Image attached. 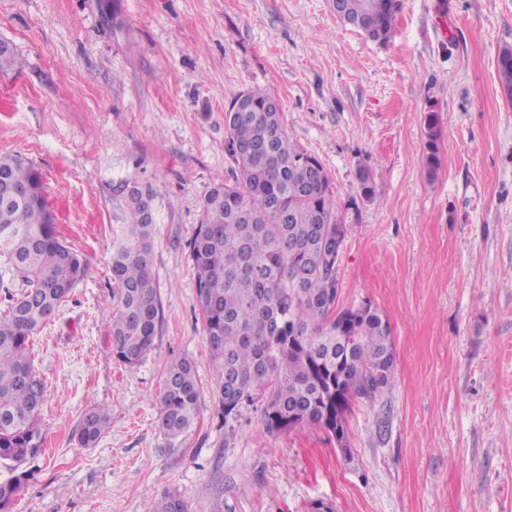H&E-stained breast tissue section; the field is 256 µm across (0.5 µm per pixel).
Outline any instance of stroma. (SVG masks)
I'll return each instance as SVG.
<instances>
[{"label":"stroma","instance_id":"35a3bbf8","mask_svg":"<svg viewBox=\"0 0 512 512\" xmlns=\"http://www.w3.org/2000/svg\"><path fill=\"white\" fill-rule=\"evenodd\" d=\"M0 0V155L42 175L86 276L34 340L46 384V453L11 512H512V100L497 76L512 0H402L392 39L341 23L330 0ZM279 94L287 132L328 172L346 226L339 305L381 309L395 380L352 403L349 453L303 425L266 432L262 407L223 418L187 244L233 162L224 113L247 89ZM440 119L428 178L424 119ZM374 192L363 197L357 172ZM157 192L160 336L121 364L107 277L128 222L124 184ZM190 360L202 407L178 438L158 425L168 365ZM106 404L95 447L71 433Z\"/></svg>","mask_w":512,"mask_h":512}]
</instances>
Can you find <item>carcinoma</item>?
I'll return each instance as SVG.
<instances>
[{"label": "carcinoma", "instance_id": "cac0c4a2", "mask_svg": "<svg viewBox=\"0 0 512 512\" xmlns=\"http://www.w3.org/2000/svg\"><path fill=\"white\" fill-rule=\"evenodd\" d=\"M340 20L373 41L389 42L401 0H338ZM498 78L512 99V48L498 56ZM232 176L204 196L188 249L196 297L227 417L263 400L270 434L313 424L336 445L349 443L353 401L374 403L394 381L389 320L371 303L339 307L336 204L322 162L284 131L277 96L252 91L242 112L225 113ZM424 164L440 167L439 116H425ZM129 219L112 248L107 288L118 313L109 323L112 349L136 366L154 346L163 304L153 270L156 191L125 186ZM87 265L59 237L41 173L18 155L0 156V512L33 476L39 458L46 384L34 366L32 340L53 320L86 275ZM194 365L171 363L158 398V421L175 438L198 417ZM105 405L87 410L72 432L95 446L110 424ZM154 512H188L166 492Z\"/></svg>", "mask_w": 512, "mask_h": 512}]
</instances>
